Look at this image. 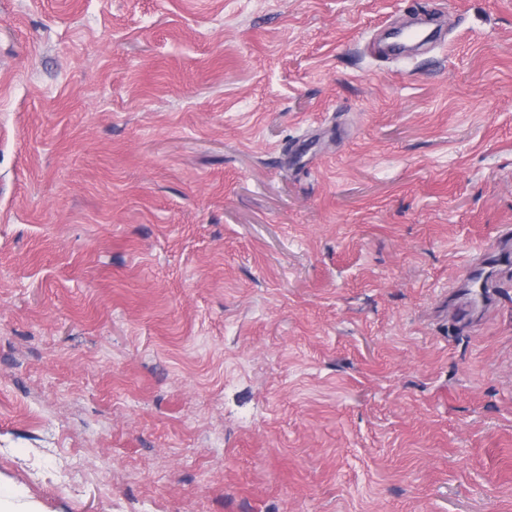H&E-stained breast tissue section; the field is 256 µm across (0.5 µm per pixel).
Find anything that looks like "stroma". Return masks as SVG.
<instances>
[{"label":"stroma","instance_id":"stroma-1","mask_svg":"<svg viewBox=\"0 0 512 512\" xmlns=\"http://www.w3.org/2000/svg\"><path fill=\"white\" fill-rule=\"evenodd\" d=\"M510 229L512 0H0V485L512 512ZM486 266L483 262L477 263L470 268V274L473 276V280L479 281V293L472 292L471 289L465 288L462 291L466 298V302L469 306L481 304L483 308H489L495 298V283L496 279L492 275H488L485 270Z\"/></svg>","mask_w":512,"mask_h":512}]
</instances>
